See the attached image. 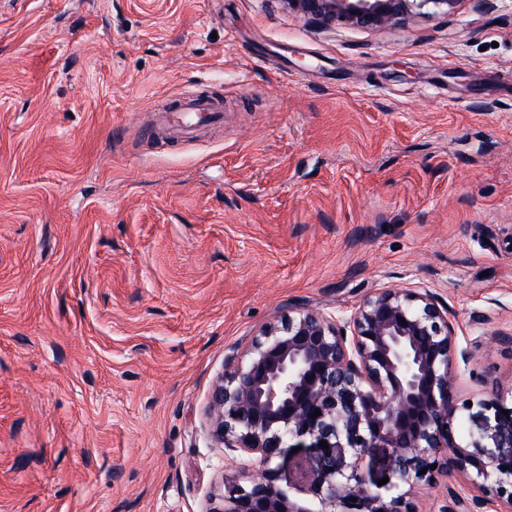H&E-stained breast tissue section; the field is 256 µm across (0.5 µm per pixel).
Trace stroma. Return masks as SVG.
<instances>
[{"mask_svg":"<svg viewBox=\"0 0 512 512\" xmlns=\"http://www.w3.org/2000/svg\"><path fill=\"white\" fill-rule=\"evenodd\" d=\"M198 95L223 124L142 138ZM382 288L447 305L461 398L512 384V0H0V512H205L226 349ZM288 12L297 13L328 28L344 26L377 30L404 25L415 17H450L465 2L476 10L493 7L490 0H281Z\"/></svg>","mask_w":512,"mask_h":512,"instance_id":"35a3bbf8","label":"stroma"}]
</instances>
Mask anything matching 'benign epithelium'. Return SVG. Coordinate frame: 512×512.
I'll return each instance as SVG.
<instances>
[{
	"mask_svg": "<svg viewBox=\"0 0 512 512\" xmlns=\"http://www.w3.org/2000/svg\"><path fill=\"white\" fill-rule=\"evenodd\" d=\"M281 2L322 28L377 30L450 17L467 0ZM470 359L448 308L425 288L381 289L347 317L288 308L244 351L224 355L208 405L211 433L231 460L260 468L228 482L206 512H314L315 502L319 512H417L408 492L391 491L438 486L457 473L478 495L450 488L451 509L442 512L493 500L512 510V452L488 457L479 439L457 438L472 410L457 393L458 367ZM478 406L494 408L498 446L512 449V385ZM373 448L386 459L382 486L362 467Z\"/></svg>",
	"mask_w": 512,
	"mask_h": 512,
	"instance_id": "1",
	"label": "benign epithelium"
}]
</instances>
